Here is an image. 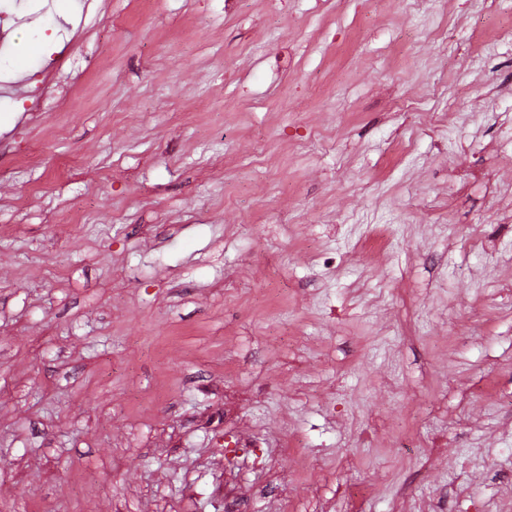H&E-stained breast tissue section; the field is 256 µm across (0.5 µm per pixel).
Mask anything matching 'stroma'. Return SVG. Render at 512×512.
Masks as SVG:
<instances>
[{
	"instance_id": "obj_1",
	"label": "stroma",
	"mask_w": 512,
	"mask_h": 512,
	"mask_svg": "<svg viewBox=\"0 0 512 512\" xmlns=\"http://www.w3.org/2000/svg\"><path fill=\"white\" fill-rule=\"evenodd\" d=\"M53 2L0 0V512H512V0Z\"/></svg>"
}]
</instances>
